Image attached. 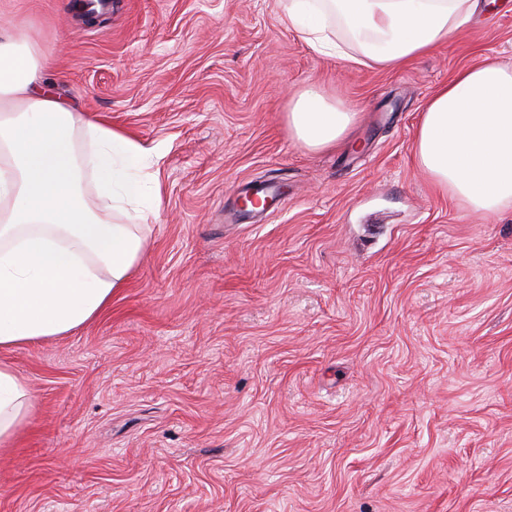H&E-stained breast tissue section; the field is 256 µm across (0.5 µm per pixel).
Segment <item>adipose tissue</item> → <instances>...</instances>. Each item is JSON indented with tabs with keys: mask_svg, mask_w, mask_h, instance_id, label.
<instances>
[{
	"mask_svg": "<svg viewBox=\"0 0 512 512\" xmlns=\"http://www.w3.org/2000/svg\"><path fill=\"white\" fill-rule=\"evenodd\" d=\"M478 0H283L281 20L318 53L398 68L466 28ZM44 64L0 27V350L64 336L93 320L141 258L160 187L149 152L46 92ZM358 118L317 88L288 103L292 140L322 150ZM416 166L481 215L512 202V68L459 71L427 102ZM29 413L26 380L0 362V447Z\"/></svg>",
	"mask_w": 512,
	"mask_h": 512,
	"instance_id": "1",
	"label": "adipose tissue"
}]
</instances>
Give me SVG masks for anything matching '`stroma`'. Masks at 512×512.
<instances>
[{
    "label": "stroma",
    "mask_w": 512,
    "mask_h": 512,
    "mask_svg": "<svg viewBox=\"0 0 512 512\" xmlns=\"http://www.w3.org/2000/svg\"><path fill=\"white\" fill-rule=\"evenodd\" d=\"M106 2L0 0L161 186L111 305L0 351L33 400L0 512H512V204L473 213L412 154L442 85L512 64V10L381 69L315 52L279 0ZM310 85L359 114L329 150L288 135Z\"/></svg>",
    "instance_id": "1"
}]
</instances>
